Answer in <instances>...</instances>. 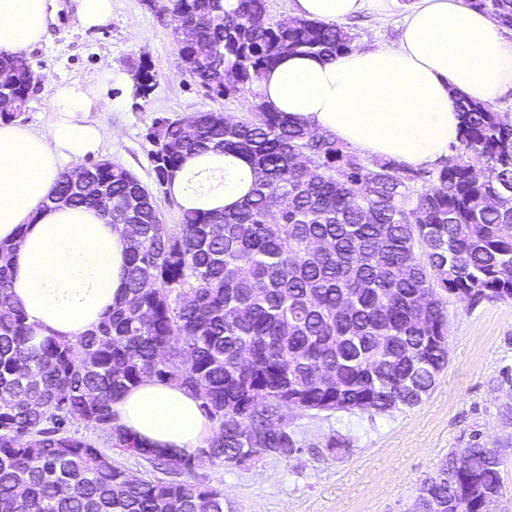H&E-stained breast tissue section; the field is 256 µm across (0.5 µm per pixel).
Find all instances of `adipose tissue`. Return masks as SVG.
<instances>
[{
	"instance_id": "adipose-tissue-1",
	"label": "adipose tissue",
	"mask_w": 512,
	"mask_h": 512,
	"mask_svg": "<svg viewBox=\"0 0 512 512\" xmlns=\"http://www.w3.org/2000/svg\"><path fill=\"white\" fill-rule=\"evenodd\" d=\"M398 0H294L296 15L336 23ZM51 0H0V55L43 41ZM512 89V39L485 13L460 0H417L392 45H359L328 61L288 54L262 78L275 111L332 132L360 155L406 167L430 166L457 143L453 97L493 102ZM98 87L55 83L51 126L43 131L0 120V242L17 240L14 294L36 337L79 339L124 294L129 244L102 212L44 201L64 170L97 153L106 129L91 120ZM251 186L241 159L208 152L184 163L168 186L183 209L214 210ZM120 424L157 448H205L213 425L185 389L144 379L112 405Z\"/></svg>"
}]
</instances>
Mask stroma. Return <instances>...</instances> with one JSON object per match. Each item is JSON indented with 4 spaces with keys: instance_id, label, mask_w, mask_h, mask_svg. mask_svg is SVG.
<instances>
[{
    "instance_id": "obj_1",
    "label": "stroma",
    "mask_w": 512,
    "mask_h": 512,
    "mask_svg": "<svg viewBox=\"0 0 512 512\" xmlns=\"http://www.w3.org/2000/svg\"><path fill=\"white\" fill-rule=\"evenodd\" d=\"M70 0H59L45 40L29 49L31 68L42 75L21 117L47 129L53 119L49 99L55 82H97L111 103L92 118L108 130L97 156L129 169L155 196L168 225L178 224L180 208L157 188L145 132L153 117L183 119L217 110L243 117L238 98L207 95L182 72L168 18L144 0H112V20L101 28L75 29ZM403 10L381 17L363 10L349 18L358 42H396ZM146 60L156 75L148 97L133 93L131 63ZM448 365L423 401L384 415L339 412L309 417L292 411L288 419L309 448L287 460L262 459L250 469L220 462L198 468L194 481L223 490L235 512H409L420 483L450 451L481 444L498 449L503 494L492 512H512V302H465L448 308ZM351 442L344 458L326 461L313 447L332 435Z\"/></svg>"
}]
</instances>
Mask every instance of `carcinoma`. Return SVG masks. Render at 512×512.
I'll return each mask as SVG.
<instances>
[{
    "mask_svg": "<svg viewBox=\"0 0 512 512\" xmlns=\"http://www.w3.org/2000/svg\"><path fill=\"white\" fill-rule=\"evenodd\" d=\"M512 30V0H465ZM184 16L171 32L182 71L218 97H241L247 116L199 112L191 125L156 117L145 139L162 190L185 158L213 151L244 160L249 192L222 211H181L164 224L128 169L102 159L107 185L71 191L63 172L44 206L102 210L130 242L124 299L79 340L36 339L12 293L11 243L0 242V512H233L224 492L192 475L204 463L246 468L289 459L301 446L284 409L386 414L419 403L448 362V305L512 300V123L493 105L455 97L461 134L423 173L367 159L326 130L274 112L258 83L281 54L335 59L351 51L346 25L273 18L268 0H154ZM14 57L0 71L20 108L31 96ZM152 90L150 67L136 66ZM431 183L419 188V180ZM386 351L377 352L380 339ZM153 377L193 393L214 424L195 455L157 452L117 421L112 403ZM80 421L103 442L71 430ZM350 452L341 436L314 447ZM162 476L134 478L116 458ZM451 512H486L502 495L499 452L474 445L431 476Z\"/></svg>",
    "mask_w": 512,
    "mask_h": 512,
    "instance_id": "carcinoma-1",
    "label": "carcinoma"
}]
</instances>
